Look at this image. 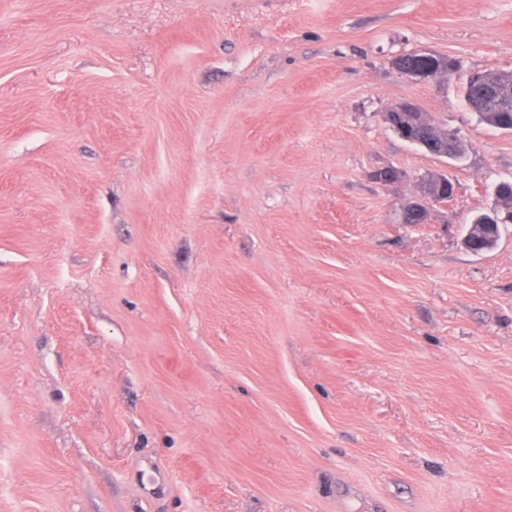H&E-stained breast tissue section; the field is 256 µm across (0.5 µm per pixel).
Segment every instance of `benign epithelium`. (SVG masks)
I'll return each instance as SVG.
<instances>
[{
  "label": "benign epithelium",
  "instance_id": "obj_1",
  "mask_svg": "<svg viewBox=\"0 0 512 512\" xmlns=\"http://www.w3.org/2000/svg\"><path fill=\"white\" fill-rule=\"evenodd\" d=\"M417 56L424 65L421 67H405L400 64V56L393 58V68L400 74L422 83H438L448 73L451 64L458 60L438 55L427 50H416ZM470 78L476 81L480 89L479 97L488 112L479 115L490 127L505 132H512V127H500L491 122L490 111L512 107V73L499 76H485L474 73ZM385 122L401 139L437 157L455 159L452 148L455 144L454 134L438 124L435 119L410 102H403L389 109L384 115ZM373 178L384 186L397 183L403 178V172L392 168H381L373 172ZM419 196L403 209L402 221L405 224H424L428 220L429 205L432 203L447 204L455 197V184L445 173H427L418 178ZM495 204L488 211L479 215V223L469 225L463 237V245L473 253L489 251L498 243L499 226L504 222L501 217V205L498 201V187H493Z\"/></svg>",
  "mask_w": 512,
  "mask_h": 512
}]
</instances>
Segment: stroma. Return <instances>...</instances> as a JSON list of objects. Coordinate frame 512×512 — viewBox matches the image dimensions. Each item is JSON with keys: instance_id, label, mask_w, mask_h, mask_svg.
Instances as JSON below:
<instances>
[{"instance_id": "1", "label": "stroma", "mask_w": 512, "mask_h": 512, "mask_svg": "<svg viewBox=\"0 0 512 512\" xmlns=\"http://www.w3.org/2000/svg\"><path fill=\"white\" fill-rule=\"evenodd\" d=\"M489 70L512 0H0V512H512ZM423 61L426 65L421 67H410L413 65L420 66L422 62L409 54H400L393 58V68L400 74L422 83H439L442 76L448 73L449 64H455L457 71L460 66L458 60L455 58H448L435 54L427 50H416L410 52ZM403 57V63L408 66H402L399 62L400 57ZM385 122L401 139L418 148L423 147L437 157L455 160L451 152L455 144L454 134L448 132L435 119L410 102H403L389 109ZM419 196L403 209L404 224H424L428 220L431 203L448 204L455 197V184L445 173H426L418 178ZM441 189L447 193L441 195ZM493 195L495 198L494 206L479 215L481 224L475 223V216L469 225L467 233L463 237V245L467 250L473 253L492 250L498 243L499 226L504 222V218L501 217L498 185H494Z\"/></svg>"}]
</instances>
